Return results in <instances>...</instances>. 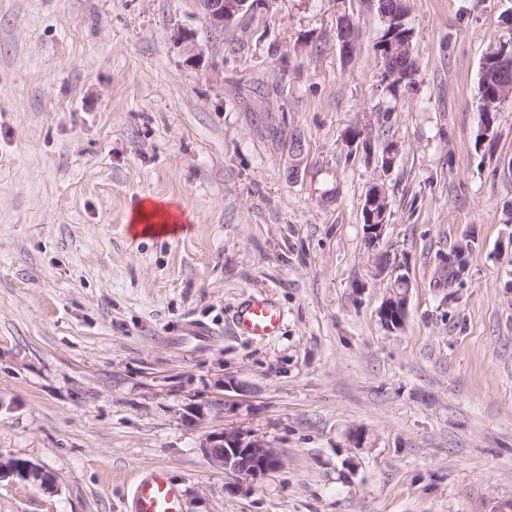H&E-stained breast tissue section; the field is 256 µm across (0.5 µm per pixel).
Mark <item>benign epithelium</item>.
<instances>
[{
	"instance_id": "1",
	"label": "benign epithelium",
	"mask_w": 512,
	"mask_h": 512,
	"mask_svg": "<svg viewBox=\"0 0 512 512\" xmlns=\"http://www.w3.org/2000/svg\"><path fill=\"white\" fill-rule=\"evenodd\" d=\"M197 9L209 25L222 31L239 14H250L258 0H195ZM408 15L406 0H394L393 5L380 12L379 18L387 25L403 21ZM340 46L346 55L356 52L359 42L358 29L347 18L340 19ZM410 59L408 50L403 46H393L385 55L389 70L399 74L398 63ZM512 73V52L504 48L495 51L491 58L482 62L480 77L481 90L478 104L484 116L483 131H491V114L512 100V81L508 75ZM385 197L378 188H373L367 195L364 210L367 216L374 217L375 210L383 207ZM407 304V293L394 287L381 304L378 316L382 325L391 329L393 325H401ZM203 454L224 473L237 479L255 480L281 466L279 453L264 441L249 436L239 430L224 429L205 436L200 445ZM18 477L44 490L55 486L54 477L41 467L28 461L8 458L0 455V480L7 477Z\"/></svg>"
}]
</instances>
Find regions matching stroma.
<instances>
[{"label": "stroma", "instance_id": "obj_1", "mask_svg": "<svg viewBox=\"0 0 512 512\" xmlns=\"http://www.w3.org/2000/svg\"><path fill=\"white\" fill-rule=\"evenodd\" d=\"M407 20L397 82L365 0H264L223 33L194 0H0V454L55 479L0 481V512H129L156 468L182 512L512 501V102L485 138L476 109L512 0ZM153 197L177 234L133 232ZM257 292L278 335L235 331ZM225 428L281 467L227 493L200 448ZM400 290L402 292H399ZM405 290H408V288H396V286L392 288L378 310L382 325L388 329H395L392 325V319L397 328L403 322L407 304V292H404Z\"/></svg>", "mask_w": 512, "mask_h": 512}]
</instances>
